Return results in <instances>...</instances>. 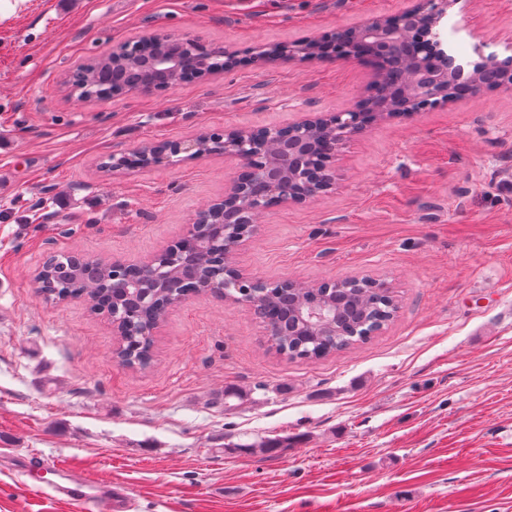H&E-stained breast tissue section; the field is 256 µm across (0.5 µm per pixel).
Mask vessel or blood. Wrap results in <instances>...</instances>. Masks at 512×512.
Returning a JSON list of instances; mask_svg holds the SVG:
<instances>
[{
	"instance_id": "obj_1",
	"label": "vessel or blood",
	"mask_w": 512,
	"mask_h": 512,
	"mask_svg": "<svg viewBox=\"0 0 512 512\" xmlns=\"http://www.w3.org/2000/svg\"><path fill=\"white\" fill-rule=\"evenodd\" d=\"M15 472L28 477L36 492L75 506L77 512H129L132 506L130 488L51 468L38 457L19 459Z\"/></svg>"
}]
</instances>
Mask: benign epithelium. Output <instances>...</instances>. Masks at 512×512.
<instances>
[{
	"instance_id": "1",
	"label": "benign epithelium",
	"mask_w": 512,
	"mask_h": 512,
	"mask_svg": "<svg viewBox=\"0 0 512 512\" xmlns=\"http://www.w3.org/2000/svg\"><path fill=\"white\" fill-rule=\"evenodd\" d=\"M461 0H415V4L397 15V27L392 19L373 18L351 29L352 35L336 40V58L352 61L360 58L361 51L375 52L381 45L400 47L412 44L407 56L409 78L400 88L391 87L385 80V70L377 68L376 80L370 95L354 108L305 116L288 126V146L281 143L283 128L263 126L250 129H226L197 136L150 142L126 153H114L102 168L114 173L130 169L128 159L135 154L141 158L139 168L146 169L177 162L199 160L211 155H224L243 163L244 179L233 180L224 197L196 211L183 237L201 235L206 225H217L224 236V284L213 286L208 292L222 296L229 288H305L307 284L292 279L266 282L253 278L239 269L234 261L238 247L246 240L245 227L257 223L267 210L264 199L280 197L288 203L304 205L329 193L335 185L334 161L336 151L351 134L387 118L412 115L429 108V104L445 105L459 98L456 90L454 64L441 42L413 37L414 32L427 20L438 25L448 14V8ZM141 42L155 50V65L173 73L182 61L180 53L194 52L203 47L199 39L186 34L155 31L141 37ZM326 47L319 39L293 43L261 44L253 49V60L269 63L278 59L316 60ZM139 47L128 41L112 51L101 54L112 58L115 66H127L137 55ZM477 60L472 63L469 90L473 96L482 92L484 81L491 73L502 77L500 87L512 89V56L488 57L476 50ZM236 65L234 55L224 53V63L216 65L210 58L199 60L198 78L222 73ZM168 250L134 263L150 282H161V274Z\"/></svg>"
}]
</instances>
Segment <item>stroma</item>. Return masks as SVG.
Here are the masks:
<instances>
[{"label":"stroma","mask_w":512,"mask_h":512,"mask_svg":"<svg viewBox=\"0 0 512 512\" xmlns=\"http://www.w3.org/2000/svg\"><path fill=\"white\" fill-rule=\"evenodd\" d=\"M409 0H30L0 23V452L128 486L131 512H512V92L497 89L350 136L333 192L268 209L238 252L257 277L370 275L396 292L370 342L278 354L251 309L172 307L144 369L120 365L86 301L36 293L46 250L134 261L177 242L237 160L102 172L155 140L285 126L370 93L333 58L237 64L112 101L67 97L65 73L113 44L187 33L245 52L321 38ZM512 47V0L443 20ZM245 391L232 410L225 391ZM287 440L262 454L250 443ZM0 512H74L0 461Z\"/></svg>","instance_id":"obj_1"}]
</instances>
